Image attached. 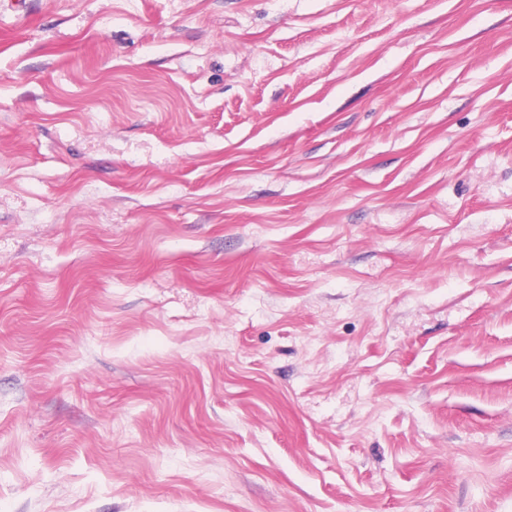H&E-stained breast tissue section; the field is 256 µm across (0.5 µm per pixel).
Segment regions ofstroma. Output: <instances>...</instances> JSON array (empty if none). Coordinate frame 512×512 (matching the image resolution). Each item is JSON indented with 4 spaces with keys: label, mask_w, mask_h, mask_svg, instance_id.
Instances as JSON below:
<instances>
[{
    "label": "stroma",
    "mask_w": 512,
    "mask_h": 512,
    "mask_svg": "<svg viewBox=\"0 0 512 512\" xmlns=\"http://www.w3.org/2000/svg\"><path fill=\"white\" fill-rule=\"evenodd\" d=\"M0 512H512V0H12Z\"/></svg>",
    "instance_id": "stroma-1"
}]
</instances>
